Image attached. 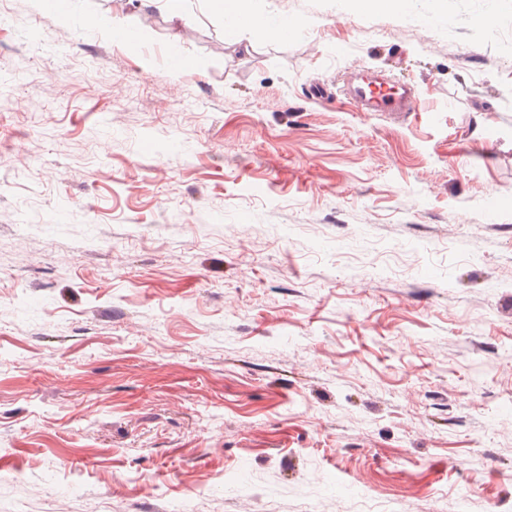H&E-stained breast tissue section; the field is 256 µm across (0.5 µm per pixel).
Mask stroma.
Segmentation results:
<instances>
[{"mask_svg": "<svg viewBox=\"0 0 512 512\" xmlns=\"http://www.w3.org/2000/svg\"><path fill=\"white\" fill-rule=\"evenodd\" d=\"M69 3L0 0V512H512V0ZM210 8L223 15L224 20L230 23H239L247 19L251 27L260 28L269 38H274V27L282 25L277 29V37L286 39L289 35V28L293 22L288 18L272 19L266 10L265 0H210ZM287 26V27H285ZM366 77L368 80H364ZM350 99L360 112H415L416 98L409 84L383 89L378 77L365 75L349 90Z\"/></svg>", "mask_w": 512, "mask_h": 512, "instance_id": "35a3bbf8", "label": "stroma"}]
</instances>
